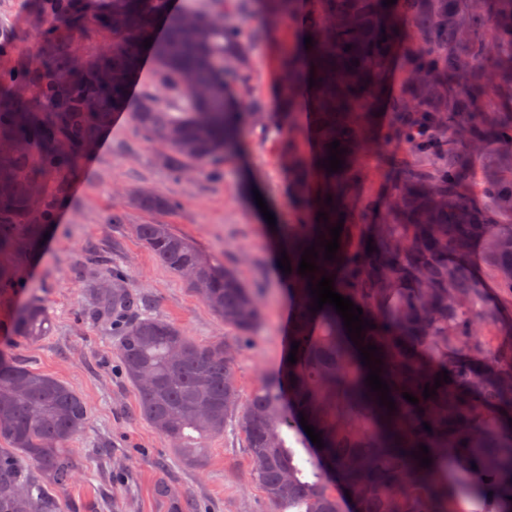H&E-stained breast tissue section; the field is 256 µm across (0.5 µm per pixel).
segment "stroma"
<instances>
[{
	"label": "stroma",
	"mask_w": 512,
	"mask_h": 512,
	"mask_svg": "<svg viewBox=\"0 0 512 512\" xmlns=\"http://www.w3.org/2000/svg\"><path fill=\"white\" fill-rule=\"evenodd\" d=\"M50 8L49 0H0V72L42 61ZM288 34V26L279 25L252 56V92L271 113L279 109L278 56ZM152 82L151 70H140L127 94L124 123L101 131L67 173L68 193L54 209L48 237L23 261L22 290L0 300V351L71 386L86 407V420L69 442L72 479L66 487L46 488L62 512H177L185 502L195 512H266L238 430L213 438L208 464L197 470L181 465L167 439L140 417L118 341L95 314L87 288L90 278L108 284L113 271H121L154 316L197 340L222 339L223 320L153 256L135 230L168 224L233 265L261 298L260 323L235 360L242 393L282 370L295 307L273 260L271 228L295 223L297 207L275 137L245 126L235 154L220 166L173 173L132 118ZM143 194L176 207L146 210ZM115 211L123 223L110 222ZM32 300L42 302L53 323L50 335L38 340L10 330L14 310Z\"/></svg>",
	"instance_id": "1"
}]
</instances>
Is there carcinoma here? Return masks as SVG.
I'll return each mask as SVG.
<instances>
[{"mask_svg":"<svg viewBox=\"0 0 512 512\" xmlns=\"http://www.w3.org/2000/svg\"><path fill=\"white\" fill-rule=\"evenodd\" d=\"M169 5L105 0L89 14L82 0H57L44 32L49 57L0 76V138L29 145L0 160V256L16 258L0 262V295L20 287V260L49 224L52 197L66 193L65 174L123 108L155 24L165 23L166 35L149 47L155 83L135 121L165 148L164 166L178 174L216 167L241 120L269 124L263 101L250 94L252 52L268 31L230 18L257 5L272 20L297 24L279 56L278 116L288 128H278L277 148L289 160L298 218L276 230L279 249L297 265L315 246L312 283L332 278L334 291L376 328L353 343L332 306L310 311L309 276L288 278L297 301L288 342L299 343L297 361L264 377L244 400L232 348L153 316L117 273L112 287L93 283L91 293L119 336L141 417L194 469L208 462L207 440L234 426L268 512H344L347 496L354 512H512V113L495 110L497 99L512 94V0H494L490 10L482 0H207L178 13ZM93 32L110 51L89 55L76 72L79 37ZM99 72L110 80L99 82ZM198 89L204 97L194 96ZM335 140L343 164L329 173ZM399 140L408 152L383 155L398 173L390 197L363 198V161ZM493 151L502 166L486 175L483 161ZM472 192L488 206L474 207ZM320 212L327 220H316ZM375 212L384 213L383 223H365ZM341 218L339 248L328 261L320 242L331 240ZM136 233L224 319L232 340L255 329L259 302L236 268L167 224H138ZM477 246L501 293L497 302L472 272ZM12 330L28 339L48 335L45 308L25 305ZM368 344L378 348L391 412L366 382L358 349ZM445 370L448 382L434 387ZM426 386L436 390L427 399ZM85 419L73 389L0 355V440L12 449L0 453V512H57L32 471L66 486L72 465L62 450ZM290 431L311 449L304 464L287 445ZM421 444L428 467L412 456ZM450 454L473 491L467 502L442 473Z\"/></svg>","mask_w":512,"mask_h":512,"instance_id":"1","label":"carcinoma"}]
</instances>
